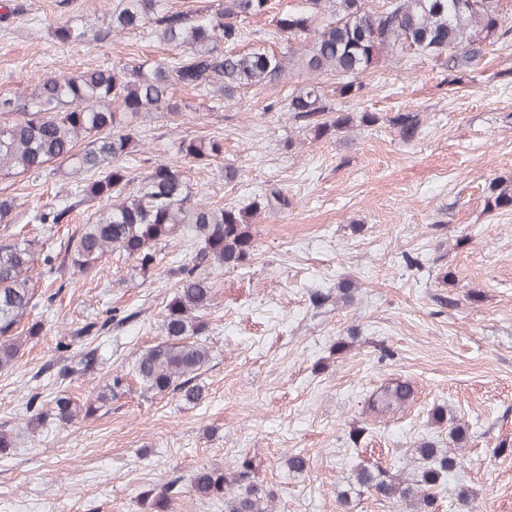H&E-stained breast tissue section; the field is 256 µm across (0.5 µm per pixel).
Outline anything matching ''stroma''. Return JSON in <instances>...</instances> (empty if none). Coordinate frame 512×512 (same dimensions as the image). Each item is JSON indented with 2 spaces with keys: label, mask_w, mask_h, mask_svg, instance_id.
Wrapping results in <instances>:
<instances>
[{
  "label": "stroma",
  "mask_w": 512,
  "mask_h": 512,
  "mask_svg": "<svg viewBox=\"0 0 512 512\" xmlns=\"http://www.w3.org/2000/svg\"><path fill=\"white\" fill-rule=\"evenodd\" d=\"M26 2L28 21L0 22V95L49 74L173 57L142 33L54 43L52 25L85 11L105 15L112 0ZM307 80L294 74L251 89L217 112L179 87L178 119L143 115L134 178L170 162L195 199L263 204L274 186L288 205H263L250 256L209 276L211 356L194 403L134 382L112 405L71 424L55 419L52 404L88 396L160 342L174 284L167 269L172 258L194 255L190 235L159 248L146 273L115 254L103 272L65 276L53 302L36 309L40 335L0 371V427L23 425L30 405L44 414L37 432L0 451V512H148L172 475L228 469L243 455L278 487L274 512H343L334 491L358 469L378 464L404 475L414 444L447 446V427L431 421L438 407L470 439L437 512H512V206L484 209L488 182L512 179V46L491 47L458 84L431 58L404 68L385 59L364 74L362 101L337 100L354 113H423L410 142L383 122L311 140L283 110ZM214 135L223 140L222 161L177 155L180 138ZM223 163L237 169L234 180L219 172ZM73 182L56 171L0 176V195L16 203L9 223H0V241ZM407 255L419 266L406 267ZM341 285L354 287L350 301L337 299ZM112 316L122 325L85 332ZM89 350L90 372L59 377L63 361ZM397 382L410 386V402L370 414L375 394ZM297 455L304 469L289 468ZM462 486L474 493L464 505L456 496Z\"/></svg>",
  "instance_id": "35a3bbf8"
}]
</instances>
